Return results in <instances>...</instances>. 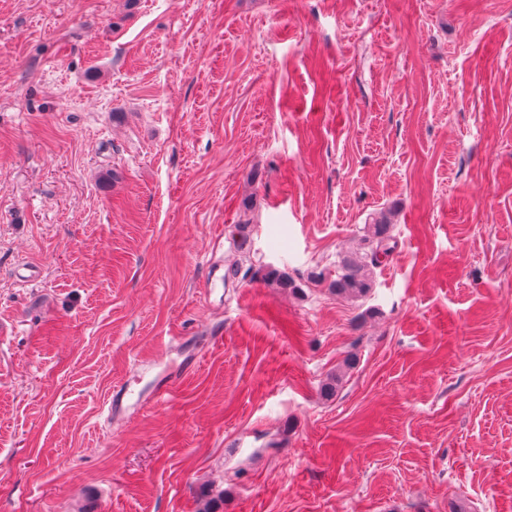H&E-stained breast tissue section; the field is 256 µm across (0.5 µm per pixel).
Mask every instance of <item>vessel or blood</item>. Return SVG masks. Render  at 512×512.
<instances>
[{"instance_id": "vessel-or-blood-1", "label": "vessel or blood", "mask_w": 512, "mask_h": 512, "mask_svg": "<svg viewBox=\"0 0 512 512\" xmlns=\"http://www.w3.org/2000/svg\"><path fill=\"white\" fill-rule=\"evenodd\" d=\"M199 359V352L191 349L178 363L162 359L142 361L135 374L114 386L105 404L108 418L119 422L168 400L179 380L195 369Z\"/></svg>"}]
</instances>
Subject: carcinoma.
Returning a JSON list of instances; mask_svg holds the SVG:
<instances>
[{"mask_svg": "<svg viewBox=\"0 0 512 512\" xmlns=\"http://www.w3.org/2000/svg\"><path fill=\"white\" fill-rule=\"evenodd\" d=\"M388 224H370L363 238L364 253L355 256H345L339 260L336 278L331 280L329 288L341 297L349 300L365 298L373 288V269L389 257L396 247V241L389 233ZM263 280L278 288L296 287L288 273L269 270L263 275ZM354 358L349 356L343 362V369L329 378L323 384L324 394L328 397L336 395L342 382L344 370L352 367Z\"/></svg>", "mask_w": 512, "mask_h": 512, "instance_id": "obj_1", "label": "carcinoma"}]
</instances>
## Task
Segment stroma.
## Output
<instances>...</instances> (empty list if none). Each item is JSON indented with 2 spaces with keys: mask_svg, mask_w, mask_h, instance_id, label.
<instances>
[{
  "mask_svg": "<svg viewBox=\"0 0 512 512\" xmlns=\"http://www.w3.org/2000/svg\"><path fill=\"white\" fill-rule=\"evenodd\" d=\"M380 223L367 298L309 283ZM173 336L197 369L107 422ZM206 491L512 512V0H0V512Z\"/></svg>",
  "mask_w": 512,
  "mask_h": 512,
  "instance_id": "35a3bbf8",
  "label": "stroma"
}]
</instances>
